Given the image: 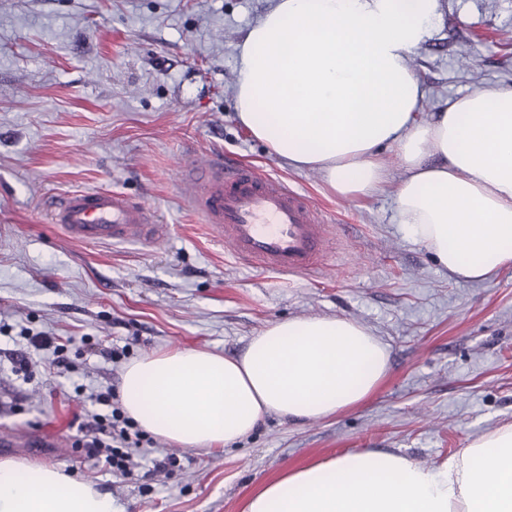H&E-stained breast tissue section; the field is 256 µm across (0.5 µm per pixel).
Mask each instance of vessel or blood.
I'll return each mask as SVG.
<instances>
[{
  "label": "vessel or blood",
  "mask_w": 512,
  "mask_h": 512,
  "mask_svg": "<svg viewBox=\"0 0 512 512\" xmlns=\"http://www.w3.org/2000/svg\"><path fill=\"white\" fill-rule=\"evenodd\" d=\"M191 182L192 207L238 259L283 275L320 269L333 227L286 183L246 165L228 172L218 164L192 174ZM47 216L83 243H154L166 235L146 207L108 190L66 193Z\"/></svg>",
  "instance_id": "1"
}]
</instances>
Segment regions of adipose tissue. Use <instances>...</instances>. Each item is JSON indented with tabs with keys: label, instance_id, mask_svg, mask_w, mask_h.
Returning a JSON list of instances; mask_svg holds the SVG:
<instances>
[{
	"label": "adipose tissue",
	"instance_id": "ef3b65f1",
	"mask_svg": "<svg viewBox=\"0 0 512 512\" xmlns=\"http://www.w3.org/2000/svg\"><path fill=\"white\" fill-rule=\"evenodd\" d=\"M437 10L438 0H274L238 45L236 119L338 197L392 192L398 223L437 264L485 281L512 265V86L475 89L419 118L428 91L411 56ZM388 371L387 347L362 324L294 318L234 356L176 348L135 359L120 402L146 432L209 452L272 415L305 422L360 405ZM0 512L115 510L90 481L4 459ZM242 512H512V424L431 466L362 449L288 469Z\"/></svg>",
	"mask_w": 512,
	"mask_h": 512
}]
</instances>
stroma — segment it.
I'll return each instance as SVG.
<instances>
[{
	"label": "stroma",
	"instance_id": "stroma-1",
	"mask_svg": "<svg viewBox=\"0 0 512 512\" xmlns=\"http://www.w3.org/2000/svg\"><path fill=\"white\" fill-rule=\"evenodd\" d=\"M270 0H0V459L53 464L93 482L117 512H241L282 471L358 449L431 465L512 424V267L449 277L397 224L392 192L348 200L320 175L267 155L234 118L237 45ZM411 65L422 116L479 86H512V0H439ZM245 163L304 194L335 237L327 266L281 275L242 264L190 206L183 174ZM108 189L167 227L152 244H88L49 223L51 197ZM357 321L390 354L366 403L305 423L268 417L224 451L157 440L182 469L121 477L72 448L76 387L121 383L155 349L242 352L271 322ZM72 337L68 372L49 369L20 328ZM27 352L31 376L8 355Z\"/></svg>",
	"mask_w": 512,
	"mask_h": 512
}]
</instances>
